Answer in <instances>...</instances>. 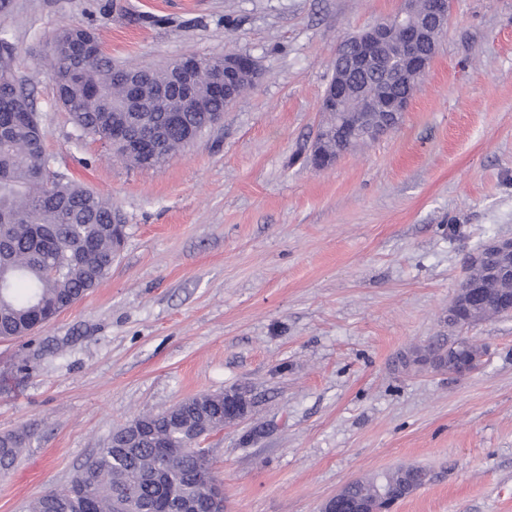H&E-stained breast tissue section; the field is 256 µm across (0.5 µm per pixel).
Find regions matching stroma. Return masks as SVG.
I'll use <instances>...</instances> for the list:
<instances>
[{
  "label": "stroma",
  "mask_w": 512,
  "mask_h": 512,
  "mask_svg": "<svg viewBox=\"0 0 512 512\" xmlns=\"http://www.w3.org/2000/svg\"><path fill=\"white\" fill-rule=\"evenodd\" d=\"M400 0H11L0 34L32 82L54 170L110 199L126 239L106 279L34 335L0 341V433L31 438L0 512L63 488L112 432L201 393L251 413L201 442L225 512H320L399 465L430 480L392 512H512V315L475 327L455 377L406 369L467 259L512 237V0H453L395 131L308 161L342 40ZM94 30L114 65L254 57L224 122L154 169L116 158L56 102L59 30Z\"/></svg>",
  "instance_id": "35a3bbf8"
}]
</instances>
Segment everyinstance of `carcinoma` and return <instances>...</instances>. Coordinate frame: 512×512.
<instances>
[{"mask_svg": "<svg viewBox=\"0 0 512 512\" xmlns=\"http://www.w3.org/2000/svg\"><path fill=\"white\" fill-rule=\"evenodd\" d=\"M90 29L58 32L47 54L55 76L57 102L83 133L109 143L129 165L150 169L224 120V100L211 92L214 71L197 73L194 103L185 109L176 91L150 102L146 112H125L124 74L99 54L78 63L79 39ZM12 44L0 37V339L29 336L83 299L109 274L126 237L124 218L98 193L67 177L49 182L42 175L41 144L13 121L17 104L36 112L32 90L20 81ZM145 93L170 83L169 66L144 69ZM500 291H485L481 308L503 312ZM449 343L410 351L415 365L446 368ZM234 404L222 393L186 398L169 410L145 412L117 429L62 489L34 498L27 512H196L210 481L209 463L195 438L224 428ZM29 435L0 434V473L11 470ZM429 481L420 466L400 465L357 479L340 492L342 504L372 499L386 512Z\"/></svg>", "mask_w": 512, "mask_h": 512, "instance_id": "carcinoma-1", "label": "carcinoma"}]
</instances>
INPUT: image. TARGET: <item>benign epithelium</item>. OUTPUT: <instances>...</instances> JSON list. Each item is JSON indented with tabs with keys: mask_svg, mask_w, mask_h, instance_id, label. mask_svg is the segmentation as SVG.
Returning <instances> with one entry per match:
<instances>
[{
	"mask_svg": "<svg viewBox=\"0 0 512 512\" xmlns=\"http://www.w3.org/2000/svg\"><path fill=\"white\" fill-rule=\"evenodd\" d=\"M452 0H401L399 10L388 18L370 24L343 41L345 52L336 55L335 78L329 80L323 94L322 110L336 115V125L319 127L311 161L317 169L332 165L344 152L330 156L322 147V141L334 137L342 127L362 135L359 124L364 115L371 113L383 117L386 123L398 122L408 110L410 98L394 94L396 84H408L423 74L436 56L440 32L444 31ZM394 47L395 52L385 58L383 50ZM220 73L217 90L224 94V103L238 98L236 86L241 78L257 81L261 70L257 61L246 54L227 53L217 56ZM203 64V58L195 54L183 55L171 62L172 80L184 89V99L192 96V72ZM392 80L377 95H370L359 88L356 76L377 66L389 67ZM129 97L126 110L143 111L145 99L138 80H127ZM501 283L512 281V238H495L484 244L468 261L466 274L456 295L448 305V322L453 328L472 329L479 325V314L472 312L467 296H478L491 279ZM485 351L458 358L448 354V373L467 376L480 369Z\"/></svg>",
	"mask_w": 512,
	"mask_h": 512,
	"instance_id": "7a95c632",
	"label": "benign epithelium"
}]
</instances>
